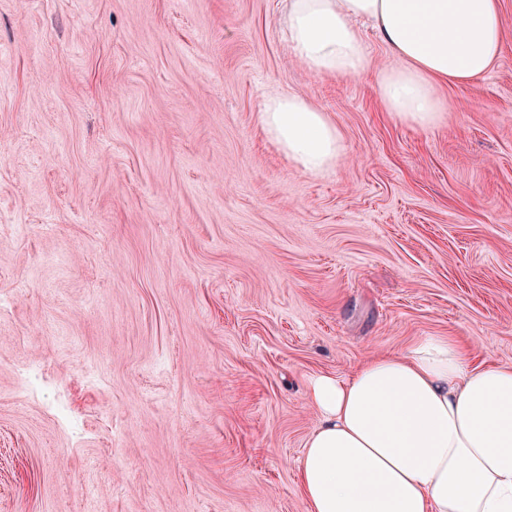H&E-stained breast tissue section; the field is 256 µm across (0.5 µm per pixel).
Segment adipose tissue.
Here are the masks:
<instances>
[{"label": "adipose tissue", "instance_id": "obj_1", "mask_svg": "<svg viewBox=\"0 0 512 512\" xmlns=\"http://www.w3.org/2000/svg\"><path fill=\"white\" fill-rule=\"evenodd\" d=\"M367 23L391 58L378 71ZM284 30L308 71L375 72L386 110L423 129L443 117L437 83L484 77L503 40L500 0H288ZM258 120L304 173L335 167L340 133L304 97L268 94ZM308 398L320 415L299 468L309 512H512V366L471 364L433 336L316 376Z\"/></svg>", "mask_w": 512, "mask_h": 512}]
</instances>
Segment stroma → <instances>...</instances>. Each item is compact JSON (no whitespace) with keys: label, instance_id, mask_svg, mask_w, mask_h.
Masks as SVG:
<instances>
[{"label":"stroma","instance_id":"1","mask_svg":"<svg viewBox=\"0 0 512 512\" xmlns=\"http://www.w3.org/2000/svg\"><path fill=\"white\" fill-rule=\"evenodd\" d=\"M286 5L0 0V512H308L313 377L428 336L512 364V0L429 129L306 71ZM271 92L336 124L330 173ZM258 120L264 135L304 173L320 176L336 166L340 133L326 112L304 97L268 94Z\"/></svg>","mask_w":512,"mask_h":512}]
</instances>
